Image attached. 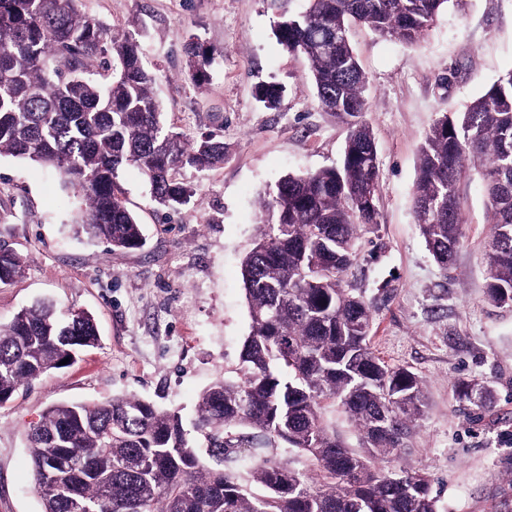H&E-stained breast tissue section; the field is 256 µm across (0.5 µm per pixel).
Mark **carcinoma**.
I'll list each match as a JSON object with an SVG mask.
<instances>
[{"mask_svg":"<svg viewBox=\"0 0 512 512\" xmlns=\"http://www.w3.org/2000/svg\"><path fill=\"white\" fill-rule=\"evenodd\" d=\"M80 0H0V155L50 166L85 208L77 225L114 249L141 248L142 225L124 204L119 170L133 166L152 201L186 206L194 185L179 171L224 163V139L189 140L165 127L140 45L112 35ZM271 0L275 34L303 55L320 106L349 125L340 166L289 174L261 201L260 232L242 262L250 318L236 376L199 395L194 430L176 411L135 396L48 407L29 434L34 489L43 512H438L432 479L400 463L425 415V386L372 351L374 321L345 276L364 235L378 224L380 169L368 111L367 76L350 44L358 21L409 45L424 37L449 0ZM192 80L207 81L213 53L184 46ZM96 66L102 79L86 77ZM283 87L260 82L255 97L277 107ZM477 162L489 228L486 298L512 307V69L463 111L438 116L419 150L416 224L436 263L454 266L462 245L460 181ZM25 258L0 245V283ZM98 341L83 311L51 303L22 309L0 327V404L22 386L74 361ZM459 399L490 404L477 379L455 384ZM341 409L358 430L350 448L328 421ZM303 464L278 454L280 443Z\"/></svg>","mask_w":512,"mask_h":512,"instance_id":"obj_1","label":"carcinoma"}]
</instances>
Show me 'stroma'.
<instances>
[{
	"label": "stroma",
	"instance_id": "obj_1",
	"mask_svg": "<svg viewBox=\"0 0 512 512\" xmlns=\"http://www.w3.org/2000/svg\"><path fill=\"white\" fill-rule=\"evenodd\" d=\"M88 16L143 49L167 126L188 138L224 136V162L183 178L196 186L179 213L158 211L137 169L118 174L142 224V248L119 252L75 234L83 201L58 173L0 155V244L20 253V277L0 284V325L38 301L90 313L99 342L71 366L21 387L0 405V512H41L26 437L62 402L130 395L194 415L200 392L239 363L250 318L242 260L259 202L284 175L338 165L347 126L318 103L306 60L277 41L269 0H81ZM213 50L209 78L193 82L183 47ZM349 39L368 77L378 151V222L348 273L374 310L372 347L427 387L425 419L403 454L434 479L439 512H512V308L484 296L488 230L484 182L461 185L463 244L452 274L433 260L413 209L419 149L434 119L462 110L512 68V0H450L424 39L408 45L363 25ZM279 83L277 108L254 97ZM487 382L490 408L461 401V379Z\"/></svg>",
	"mask_w": 512,
	"mask_h": 512
}]
</instances>
